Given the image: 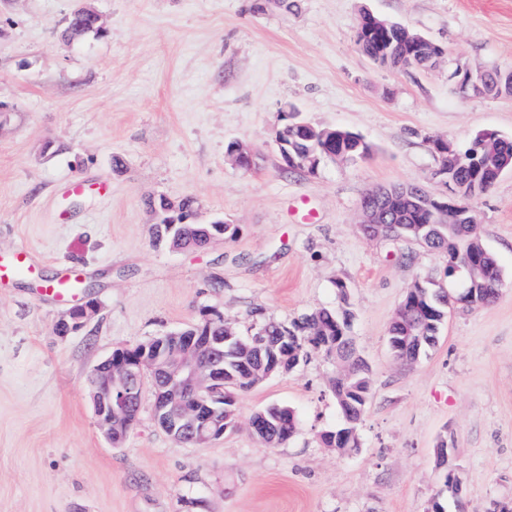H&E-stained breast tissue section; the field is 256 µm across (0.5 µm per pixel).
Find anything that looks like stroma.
<instances>
[{
	"instance_id": "stroma-1",
	"label": "stroma",
	"mask_w": 512,
	"mask_h": 512,
	"mask_svg": "<svg viewBox=\"0 0 512 512\" xmlns=\"http://www.w3.org/2000/svg\"><path fill=\"white\" fill-rule=\"evenodd\" d=\"M86 2L103 32L71 43L75 0H0V259L23 244L35 269L0 284V512H427L443 443L465 512H512V170L470 203L503 271L498 300L454 305L411 367L389 351L390 324L415 281H446V263L357 222L378 186L442 194L431 139L462 150L482 130L512 137V94L465 97L450 79L512 68V0ZM365 9L445 55L429 69L375 64L356 45ZM292 106L361 135L370 157L288 170L274 138ZM232 142L254 152L251 170L228 160ZM74 180L111 192L64 194ZM162 196L194 197L197 222L238 236L203 251L154 242ZM65 266L95 281L99 313L62 338L68 304L38 283ZM343 307L370 372L354 453L317 441L339 423L336 365L320 352L241 392L239 428L206 445L177 446L148 393L122 444L96 425L88 373L116 347L206 312L244 332ZM273 404L299 428L268 448L247 422Z\"/></svg>"
}]
</instances>
